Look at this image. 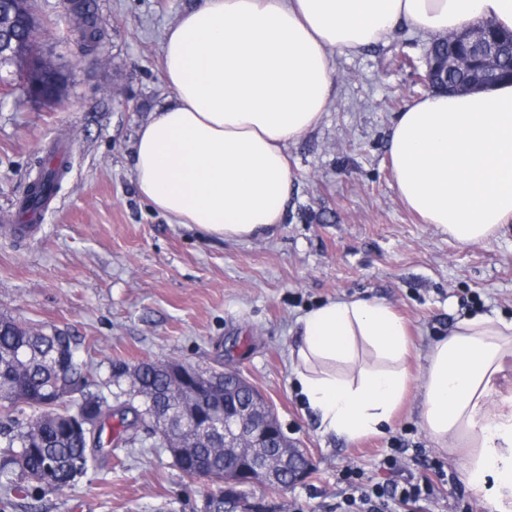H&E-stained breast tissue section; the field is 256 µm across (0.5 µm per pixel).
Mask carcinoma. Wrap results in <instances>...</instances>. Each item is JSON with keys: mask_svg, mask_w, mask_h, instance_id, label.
Masks as SVG:
<instances>
[{"mask_svg": "<svg viewBox=\"0 0 512 512\" xmlns=\"http://www.w3.org/2000/svg\"><path fill=\"white\" fill-rule=\"evenodd\" d=\"M75 6L86 17L80 33L86 47L93 49L101 34L97 30L96 0H76ZM493 39L506 47L497 68L482 75L480 84L491 86L512 75V52L508 39L492 33ZM67 169L46 165L35 173L28 201L39 205L54 194ZM65 345L74 348L73 337L59 329H36L7 315L0 317V413L10 421V428L0 429V499L8 501L15 483L27 480L43 493H58L73 485L75 465L87 472L96 461L95 451L103 447L102 433L74 434L66 425L90 405L104 399L91 391L96 385L92 366L69 376L56 363V350ZM143 386L150 389L156 404L169 399L172 385L170 365L144 362L136 373ZM151 408L129 402L113 408L107 419L116 441L129 443L131 430L150 420ZM189 443L198 456L212 457L211 482L220 487L224 481V457L212 456L214 444L195 429L188 430Z\"/></svg>", "mask_w": 512, "mask_h": 512, "instance_id": "obj_1", "label": "carcinoma"}]
</instances>
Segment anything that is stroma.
Here are the masks:
<instances>
[{
    "label": "stroma",
    "mask_w": 512,
    "mask_h": 512,
    "mask_svg": "<svg viewBox=\"0 0 512 512\" xmlns=\"http://www.w3.org/2000/svg\"><path fill=\"white\" fill-rule=\"evenodd\" d=\"M195 0H97L104 33L97 53L71 38L64 0H35L40 48L64 75L58 104L27 97L15 67L0 69V313L34 328H60L90 362L103 395L121 361L228 365L274 407L283 431L314 469L286 491L253 487L265 512H336L362 485L394 479L383 460L405 447V479L431 480L432 496L386 512H496L459 479L460 452L438 447L422 427L413 387L392 426L348 442L322 434L292 384L295 321L334 299L383 301L406 322L413 373L436 339L469 311L512 319V223L491 240L462 245L425 224L400 199L387 156L398 112L426 93L401 57L422 62L433 35L399 26L386 42L332 60L336 96L319 125L287 148L295 171L282 224L249 240H221L172 224L143 201L132 178L136 132L174 94L163 78L162 36ZM128 100L120 105L115 93ZM71 162L33 236L17 238V204L45 152ZM445 466L446 477L429 470ZM208 479L183 477L156 436L112 446L58 494L17 481L1 512H200Z\"/></svg>",
    "instance_id": "35a3bbf8"
}]
</instances>
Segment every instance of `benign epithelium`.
I'll list each match as a JSON object with an SVG mask.
<instances>
[{"label": "benign epithelium", "instance_id": "benign-epithelium-1", "mask_svg": "<svg viewBox=\"0 0 512 512\" xmlns=\"http://www.w3.org/2000/svg\"><path fill=\"white\" fill-rule=\"evenodd\" d=\"M38 25L30 0H0V63L14 64L20 70L28 97L46 101L59 97L62 76L38 55L30 53L26 41L19 37L21 28ZM498 45L482 44L475 58L451 59L425 57L426 72L467 66L476 71L492 67ZM179 414L165 417L160 436L164 447L184 454V434L191 425L202 434H212V420L206 417V401L202 391L215 395L224 392V443L216 451L224 454V500L238 501L240 490L253 484L288 490L300 483L312 467L311 456L288 438L272 407L263 395L233 371L224 372V387L218 378L204 375L181 364H174Z\"/></svg>", "mask_w": 512, "mask_h": 512}]
</instances>
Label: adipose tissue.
Wrapping results in <instances>:
<instances>
[{
	"instance_id": "obj_1",
	"label": "adipose tissue",
	"mask_w": 512,
	"mask_h": 512,
	"mask_svg": "<svg viewBox=\"0 0 512 512\" xmlns=\"http://www.w3.org/2000/svg\"><path fill=\"white\" fill-rule=\"evenodd\" d=\"M512 29V0H199L164 33L172 103L136 137L142 198L172 221L226 240L282 223L295 173L286 150L334 99L331 57L383 41L400 24L436 35L481 21ZM400 197L426 224L478 245L512 222V83L407 103L389 138ZM296 388L323 433H384L407 396L412 344L375 299L338 300L296 320ZM512 320L460 318L425 356L422 425L464 454L461 482L512 497V397L498 375Z\"/></svg>"
}]
</instances>
